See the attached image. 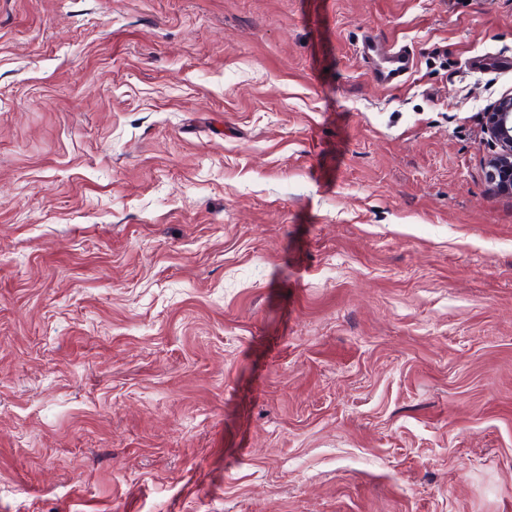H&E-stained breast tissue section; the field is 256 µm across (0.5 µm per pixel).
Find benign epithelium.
Here are the masks:
<instances>
[{"instance_id":"benign-epithelium-1","label":"benign epithelium","mask_w":512,"mask_h":512,"mask_svg":"<svg viewBox=\"0 0 512 512\" xmlns=\"http://www.w3.org/2000/svg\"><path fill=\"white\" fill-rule=\"evenodd\" d=\"M484 133L494 146L486 161V180L493 189L512 194V94L484 113Z\"/></svg>"}]
</instances>
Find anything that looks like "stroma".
I'll return each instance as SVG.
<instances>
[{
    "label": "stroma",
    "instance_id": "1",
    "mask_svg": "<svg viewBox=\"0 0 512 512\" xmlns=\"http://www.w3.org/2000/svg\"><path fill=\"white\" fill-rule=\"evenodd\" d=\"M508 92L512 0H0V512H512ZM360 54L372 77L389 87L402 85L413 69L414 54L406 44L385 43L369 35ZM484 133L494 146L486 161V180L493 189L512 194V94L484 112Z\"/></svg>",
    "mask_w": 512,
    "mask_h": 512
}]
</instances>
